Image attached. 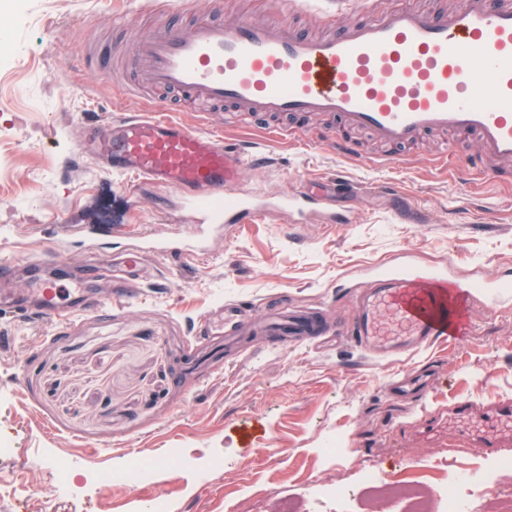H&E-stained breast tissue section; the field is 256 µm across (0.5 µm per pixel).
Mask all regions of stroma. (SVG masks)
I'll use <instances>...</instances> for the list:
<instances>
[{"instance_id":"1","label":"stroma","mask_w":512,"mask_h":512,"mask_svg":"<svg viewBox=\"0 0 512 512\" xmlns=\"http://www.w3.org/2000/svg\"><path fill=\"white\" fill-rule=\"evenodd\" d=\"M232 20H270L265 0H189ZM149 0H0V257L32 262L25 293L79 274L96 309L58 327L0 309V512H387L363 493L362 471L386 482L491 470L476 447L512 403V302L455 295L454 342L387 362L350 338L317 343L202 336L211 308L279 299L350 318L362 271L408 252L452 266L458 281L512 277V182L481 184L434 166L447 141L382 165L368 134L360 153L333 150L321 121L294 143L269 140L247 114L214 116L224 140L260 156L243 194L320 191L329 209L269 212L215 233L207 256L174 264L148 254L115 297L97 259L121 263L113 227L185 240L196 218L177 192L101 169L78 155L84 121L106 126L122 74L104 80L83 47L117 42L114 19L149 33ZM361 17L358 0H315L300 19L316 32ZM65 262L39 267L51 251ZM427 366L429 386L394 397L389 379ZM142 462L135 486L108 476Z\"/></svg>"}]
</instances>
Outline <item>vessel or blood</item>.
I'll return each mask as SVG.
<instances>
[{"instance_id": "1", "label": "vessel or blood", "mask_w": 512, "mask_h": 512, "mask_svg": "<svg viewBox=\"0 0 512 512\" xmlns=\"http://www.w3.org/2000/svg\"><path fill=\"white\" fill-rule=\"evenodd\" d=\"M136 81L126 83L110 114L112 132L87 125L80 152L112 172L179 192L199 217L187 240L145 235L128 251L122 281L146 252L203 256L215 231L266 212L260 194L233 189L250 160L224 144V131L210 122L209 107L231 112L322 116L367 131L378 142L410 146L429 133L452 135L443 161L467 177L495 175L512 160V0H462L450 12L413 7L372 13L340 34L300 36L288 23L255 25L210 15L194 16L179 30L142 36L127 60ZM177 93L192 101L193 121L171 107L142 113L134 104L144 89ZM479 152L462 158L468 137ZM447 269L413 264L378 265L369 288L356 298L348 322H324L309 310L274 306L254 311L228 302L208 312L205 332L240 336L349 334L385 358L428 346L448 336ZM460 292L486 297L491 306L512 300V282L460 285ZM62 302L55 284H41L35 301L13 304L21 317L64 324L78 310Z\"/></svg>"}]
</instances>
